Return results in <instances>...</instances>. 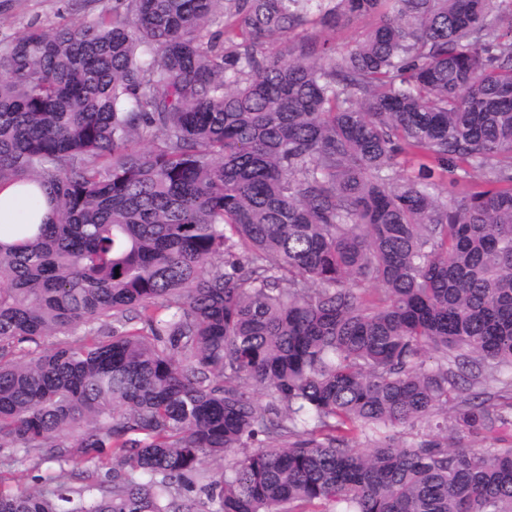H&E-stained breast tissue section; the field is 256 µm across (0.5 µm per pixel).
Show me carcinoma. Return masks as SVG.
Segmentation results:
<instances>
[{
    "label": "carcinoma",
    "instance_id": "1",
    "mask_svg": "<svg viewBox=\"0 0 512 512\" xmlns=\"http://www.w3.org/2000/svg\"><path fill=\"white\" fill-rule=\"evenodd\" d=\"M11 183L54 214L0 242V467L94 469L0 512H512V446L458 445L512 428V0L26 31ZM367 26V21H360L348 26L338 27L334 32L325 33V36L336 45L337 49H345L360 38Z\"/></svg>",
    "mask_w": 512,
    "mask_h": 512
}]
</instances>
